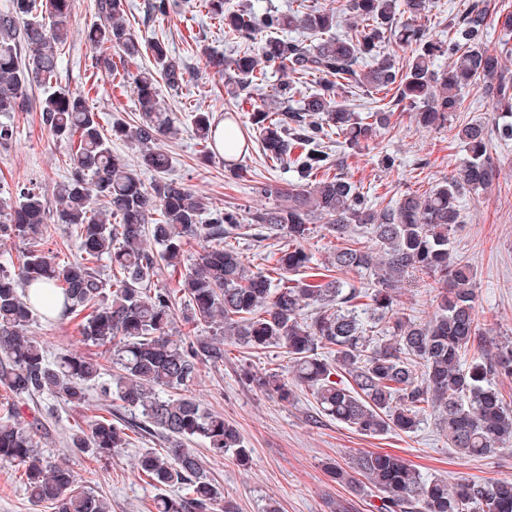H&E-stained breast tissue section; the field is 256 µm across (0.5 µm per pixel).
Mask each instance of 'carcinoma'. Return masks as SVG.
Masks as SVG:
<instances>
[{"instance_id": "cac0c4a2", "label": "carcinoma", "mask_w": 512, "mask_h": 512, "mask_svg": "<svg viewBox=\"0 0 512 512\" xmlns=\"http://www.w3.org/2000/svg\"><path fill=\"white\" fill-rule=\"evenodd\" d=\"M73 7L74 0H9L8 10L0 13V115L28 108L29 87L44 89L39 103L43 124L53 136L76 143L70 177L56 188V220L74 228L80 241L79 257L57 262L40 249L43 195L29 187L14 197L0 195V236L30 245L17 270L0 266V388L18 398L50 393L81 404L105 369L95 358L67 353L51 362L43 344L27 335L34 306L19 287L46 285L62 296L63 312L82 316L84 340L112 346L118 372L112 383L101 385L103 401L122 402L142 417L145 432L168 441L163 452L146 451L137 461L155 489L184 490L178 499L155 498L154 512H238L237 503L188 444L201 440L214 455L231 451L241 462L249 460L250 449L224 416L203 411L182 394L198 365L224 362V336L252 350L279 348L288 358L292 378L246 372V382L287 402L294 399V388L305 387L313 391L322 415L365 435L412 433L431 412L461 454L512 453V406L496 383L512 377V341L481 331L474 270L453 256L450 242V232L460 223L459 196L466 189L488 187L501 164L488 150L489 130L472 122L456 125L455 137L466 156L448 178L382 208L350 180L343 156L330 149L333 141L354 151L374 140L390 124L395 107L414 111L426 129L451 123L466 110L465 89L477 81L483 82L500 136L511 138L512 80L503 74L502 56L482 44L490 11L484 0H469L461 19L448 21L446 40L418 24L427 0H345L336 11L300 3L261 14L247 3L205 0L224 27V38L246 46L234 57L211 55L208 63L224 72L235 108L248 109L250 135L266 160L297 173L286 188H260L278 203L254 212L250 225L228 207L201 223L208 204L162 177L169 160L154 143L174 130V118L160 108L158 86L182 88L187 67L165 41L144 39L126 25L122 0H99L103 22L88 29L87 40L99 51L96 65L109 72L115 67L112 52L119 54L137 93L142 115L137 128L116 121L104 134L85 94L53 85ZM175 7L176 0H147L146 13L166 17ZM401 11L409 21L399 25ZM345 12L349 31L336 37L332 30ZM296 31L316 37L317 43L282 37ZM392 38L411 52L401 67L385 52ZM145 53L154 68L140 66ZM445 56L448 68L435 70V60ZM261 59L284 79L271 87L269 98L256 103L251 90L267 79L259 68ZM309 81L315 89L304 95L303 84ZM356 88L378 94L382 106L363 113L345 107L341 98ZM298 94L302 105L294 109L289 102ZM193 125L206 151H215L212 114L195 113ZM242 127L236 112L224 113V153L229 156L248 149ZM127 139L138 144L142 166L161 174L148 186L112 155L110 142ZM96 200L110 205L117 223L93 207ZM156 213L160 218L154 221ZM318 220L326 221L344 245L330 252L324 271L315 273L317 281L290 279L310 268L312 254L304 242ZM253 225L259 238L288 240L273 253L274 276L261 267L252 269L227 243ZM360 228L370 231L375 246L355 239ZM148 234L158 249L147 247ZM197 239L211 245L185 275L179 294L156 288L145 295L148 283L180 263L186 246ZM105 257L121 274L110 292L90 266ZM360 270L374 276L375 287L333 276ZM406 277H433L440 284L436 310L425 322L401 306L396 288ZM179 295L187 302L185 322L205 323L216 335L189 343L170 338ZM308 307L313 313L306 318L302 311ZM383 321L386 332L371 335ZM126 444L125 429L103 416L87 430L77 427L68 438V447L96 458ZM0 463L23 471L35 504L49 502L55 512H111L104 497L78 484L69 465L44 456L33 424L14 410L0 415ZM323 469L339 486L382 493L376 512H512V477L487 485L464 479L450 488L380 452L360 455L348 470L333 459Z\"/></svg>"}]
</instances>
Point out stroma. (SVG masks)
<instances>
[{
  "label": "stroma",
  "instance_id": "obj_1",
  "mask_svg": "<svg viewBox=\"0 0 512 512\" xmlns=\"http://www.w3.org/2000/svg\"><path fill=\"white\" fill-rule=\"evenodd\" d=\"M126 19L139 35L166 39L182 57L191 80L182 89L160 87L162 109L173 113L177 132L159 138L158 149L169 158L167 179L183 184L204 198L210 208H239L242 218L271 207L272 197L262 194L263 185L287 186L294 174L283 167L270 166L258 145H251L240 175L224 167L223 154L205 153L195 137L192 115L210 112L221 117L227 103L224 77L207 62L208 55H226L231 50L216 20L204 7L178 4L165 20H146V0H122ZM98 0H76L71 36L57 74L58 86L89 94L88 105L103 128L119 120L129 126L140 121L133 86L114 88L108 71L97 69L96 52L85 39L91 25L100 23ZM5 123L14 129L9 143L0 145V190L16 193L19 186L34 185L43 194L49 214L43 230V247L64 262L79 256V241L69 227L57 223L56 186L68 171L70 144L54 137L41 121L38 109L13 112ZM491 152L502 157L496 179L484 190L461 195V222L451 232L453 254L471 264L476 272L477 311L481 323L489 325L493 336L512 340V141L491 134ZM395 160L384 168L383 155ZM465 150L452 129H425L410 112L398 111L389 128L362 149L348 151L345 171L370 196L397 199L409 191L425 192L441 183L462 160ZM398 293L405 308L420 321L435 310L438 293L431 279H407ZM29 333L44 343L48 357L65 352L92 357L96 346L84 341L77 319L62 315H39ZM288 362L280 350L254 352L224 342V363L201 365L188 393L202 409L222 414L239 431L252 453L247 464L232 457H214L203 444L195 451L207 468L236 501L239 512H266L269 502L281 512H329L328 502L349 496L347 489L331 482L323 463L333 459L349 466L367 451L388 453L411 464L423 478H441L456 483L462 476L478 482L512 477V455L470 458L448 443V435L426 414L412 433L391 432L370 437L355 428L319 415L311 390L300 387L291 402L275 393L246 385L243 369L257 373L281 372ZM0 406L17 407L26 421L39 430L44 454L66 459L80 485L107 498L112 512H147L156 495L136 470L139 455L160 450L166 443L154 435H131L127 447L111 456L93 459L71 452L67 436L75 425H90L100 413L97 389H89L79 405L44 394L32 399H14L0 390ZM0 512H54L51 505H34L13 468L0 466Z\"/></svg>",
  "mask_w": 512,
  "mask_h": 512
}]
</instances>
